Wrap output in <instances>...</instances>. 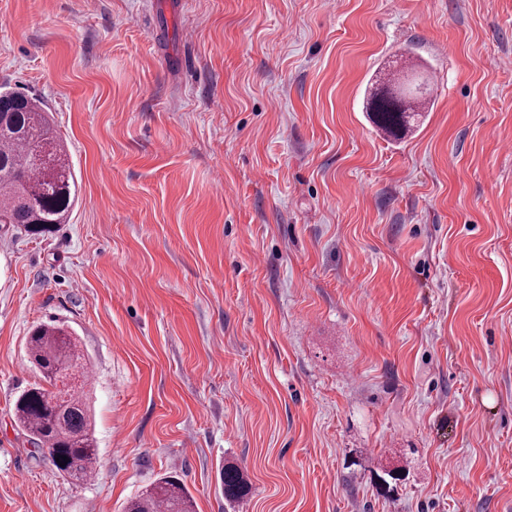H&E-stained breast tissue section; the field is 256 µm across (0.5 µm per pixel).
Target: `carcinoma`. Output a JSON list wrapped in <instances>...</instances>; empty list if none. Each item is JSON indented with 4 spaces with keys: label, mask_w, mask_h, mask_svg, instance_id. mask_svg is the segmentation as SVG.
<instances>
[{
    "label": "carcinoma",
    "mask_w": 512,
    "mask_h": 512,
    "mask_svg": "<svg viewBox=\"0 0 512 512\" xmlns=\"http://www.w3.org/2000/svg\"><path fill=\"white\" fill-rule=\"evenodd\" d=\"M413 76L391 78L366 97V111L384 135L400 138L426 102L412 90ZM69 154L52 129L41 103L16 91L0 92V224H15L28 235L45 236L66 222L76 198ZM30 363L41 382L17 398L19 427L63 477L86 482L98 471L99 453L89 406L90 362L69 327L50 323L26 340ZM69 370L73 385L56 391L57 374ZM68 461L59 465L56 458ZM249 494L243 472L224 468V500L241 503ZM125 512H195L185 485L164 475L128 501Z\"/></svg>",
    "instance_id": "1"
}]
</instances>
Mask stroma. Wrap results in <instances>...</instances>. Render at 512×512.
Wrapping results in <instances>:
<instances>
[{"instance_id": "1", "label": "stroma", "mask_w": 512, "mask_h": 512, "mask_svg": "<svg viewBox=\"0 0 512 512\" xmlns=\"http://www.w3.org/2000/svg\"><path fill=\"white\" fill-rule=\"evenodd\" d=\"M404 53L434 86L394 141L363 97ZM1 90L77 198L0 224V512L172 471L196 512H512V0H0ZM52 322L91 362L84 483L14 421ZM224 499L241 503L249 494V486L243 472L236 467H224Z\"/></svg>"}]
</instances>
